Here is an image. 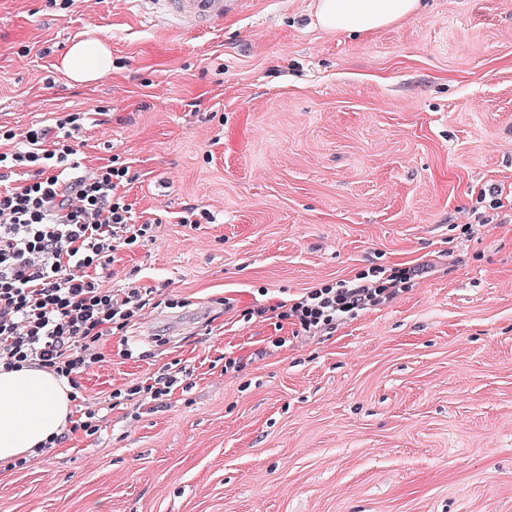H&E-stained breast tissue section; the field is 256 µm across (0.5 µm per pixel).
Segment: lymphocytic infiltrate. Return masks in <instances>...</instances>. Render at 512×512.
Wrapping results in <instances>:
<instances>
[{"label": "lymphocytic infiltrate", "instance_id": "1", "mask_svg": "<svg viewBox=\"0 0 512 512\" xmlns=\"http://www.w3.org/2000/svg\"><path fill=\"white\" fill-rule=\"evenodd\" d=\"M69 112L24 134L0 127V368L38 366L67 382L105 360L107 337L143 308L141 291L115 298L102 275L119 251L151 230L124 193L132 181L118 160L83 171L71 138L87 123ZM26 170L23 181L13 178ZM443 266L427 259L371 268L326 281L291 299L257 307V316L292 321L306 335L392 303Z\"/></svg>", "mask_w": 512, "mask_h": 512}]
</instances>
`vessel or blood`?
I'll return each mask as SVG.
<instances>
[{"label":"vessel or blood","instance_id":"1","mask_svg":"<svg viewBox=\"0 0 512 512\" xmlns=\"http://www.w3.org/2000/svg\"><path fill=\"white\" fill-rule=\"evenodd\" d=\"M140 14L161 15L188 30L222 27L226 15L235 13L239 0H133Z\"/></svg>","mask_w":512,"mask_h":512}]
</instances>
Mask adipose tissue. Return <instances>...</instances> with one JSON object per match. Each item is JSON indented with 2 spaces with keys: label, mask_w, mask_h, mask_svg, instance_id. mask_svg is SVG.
I'll list each match as a JSON object with an SVG mask.
<instances>
[{
  "label": "adipose tissue",
  "mask_w": 512,
  "mask_h": 512,
  "mask_svg": "<svg viewBox=\"0 0 512 512\" xmlns=\"http://www.w3.org/2000/svg\"><path fill=\"white\" fill-rule=\"evenodd\" d=\"M423 9L422 0H317V21L337 34L372 35L405 22ZM59 70L76 84L102 81L112 73L108 42L88 37L73 42ZM70 388L44 368L0 371V462L34 455L40 444L67 428Z\"/></svg>",
  "instance_id": "1"
}]
</instances>
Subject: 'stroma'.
Returning <instances> with one entry per match:
<instances>
[{
  "label": "stroma",
  "instance_id": "obj_1",
  "mask_svg": "<svg viewBox=\"0 0 512 512\" xmlns=\"http://www.w3.org/2000/svg\"><path fill=\"white\" fill-rule=\"evenodd\" d=\"M315 4L179 31L128 0H0V125L90 113L83 167L129 162L153 223L110 281L146 305L80 379L100 432L0 464V512H512V209L480 198L512 187V0H426L372 36ZM87 33L112 73L73 85L57 63ZM440 254L451 272L328 336L248 315ZM176 363L171 396L107 409Z\"/></svg>",
  "mask_w": 512,
  "mask_h": 512
}]
</instances>
